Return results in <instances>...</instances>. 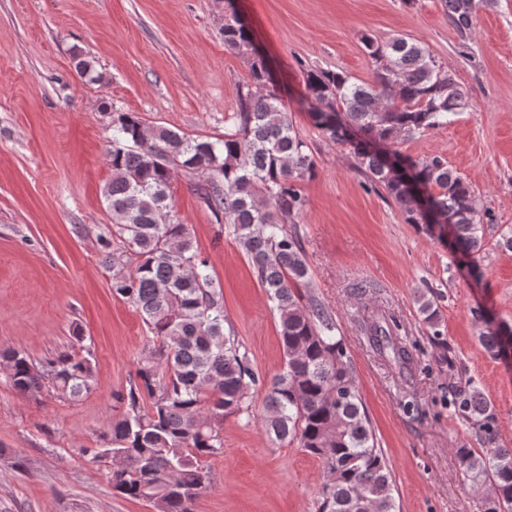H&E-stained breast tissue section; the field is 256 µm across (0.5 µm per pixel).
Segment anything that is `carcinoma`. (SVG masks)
Masks as SVG:
<instances>
[{
	"instance_id": "1",
	"label": "carcinoma",
	"mask_w": 512,
	"mask_h": 512,
	"mask_svg": "<svg viewBox=\"0 0 512 512\" xmlns=\"http://www.w3.org/2000/svg\"><path fill=\"white\" fill-rule=\"evenodd\" d=\"M444 2L459 32L473 28L476 0ZM363 41L371 80L308 69L298 108L310 112L329 140L350 148L355 168L386 191L406 223L448 240L458 267L478 279L482 236L472 186L441 156L415 158L395 148L400 139L448 124L466 108L465 94L423 46L404 38ZM224 44L250 51L249 32L233 9L224 15ZM73 60L79 75L99 80L94 60L78 52ZM230 119L231 130L213 141L162 126L148 132L134 112L112 115V180L104 197L114 224L98 241L112 270L113 295L136 306L152 337L128 390L117 397L119 412L101 432L94 458L109 464L119 496L147 501L155 512H193L212 485L209 459L224 452V420L239 413L259 385L238 338L225 332L224 289L189 225L171 215V179L182 169L204 177L199 195L216 220L231 225L278 316L285 368L262 401L266 433L321 461L317 512H397L391 472L336 319L307 290L303 242L287 228L305 208L299 183L315 163L256 58ZM421 312L432 335L441 336L435 302L423 300ZM474 314L482 323V348L512 366V324L486 308ZM364 328L375 350L390 351L400 370L413 371L414 353L395 341L396 325L371 315ZM0 369L22 397L49 387L76 400L94 377L90 355L68 351L37 364L6 349ZM448 393L484 438L479 451L455 449L465 480L474 490L490 487L487 512H512V448L497 443L493 408L474 387Z\"/></svg>"
}]
</instances>
